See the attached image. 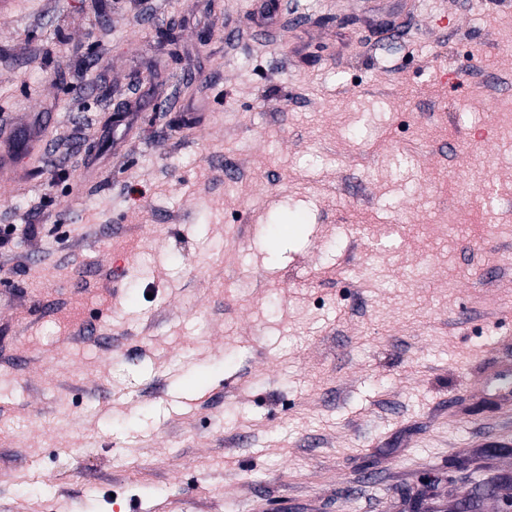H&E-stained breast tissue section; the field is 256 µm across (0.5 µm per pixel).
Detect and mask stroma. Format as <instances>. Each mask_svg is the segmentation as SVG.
I'll return each instance as SVG.
<instances>
[{
	"label": "stroma",
	"instance_id": "35a3bbf8",
	"mask_svg": "<svg viewBox=\"0 0 512 512\" xmlns=\"http://www.w3.org/2000/svg\"><path fill=\"white\" fill-rule=\"evenodd\" d=\"M31 127L0 512H512V0H11Z\"/></svg>",
	"mask_w": 512,
	"mask_h": 512
}]
</instances>
